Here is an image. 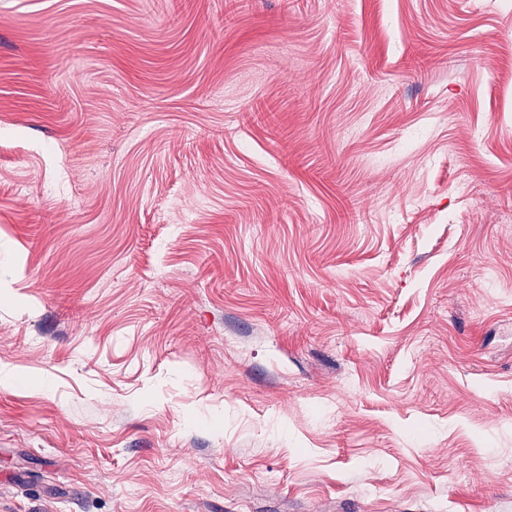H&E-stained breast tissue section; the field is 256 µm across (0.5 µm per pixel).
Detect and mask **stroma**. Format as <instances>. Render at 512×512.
I'll list each match as a JSON object with an SVG mask.
<instances>
[{
    "label": "stroma",
    "mask_w": 512,
    "mask_h": 512,
    "mask_svg": "<svg viewBox=\"0 0 512 512\" xmlns=\"http://www.w3.org/2000/svg\"><path fill=\"white\" fill-rule=\"evenodd\" d=\"M0 0V512H512V0Z\"/></svg>",
    "instance_id": "35a3bbf8"
}]
</instances>
